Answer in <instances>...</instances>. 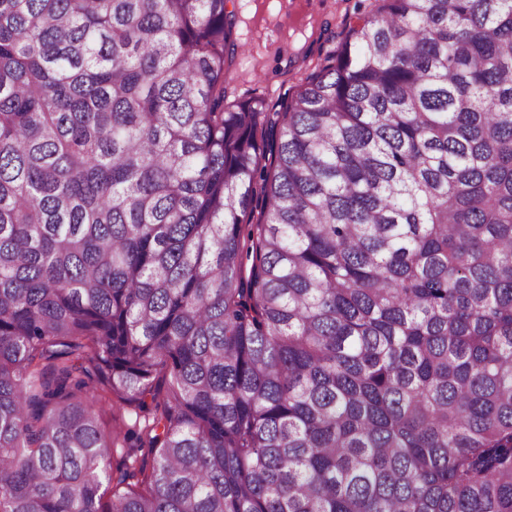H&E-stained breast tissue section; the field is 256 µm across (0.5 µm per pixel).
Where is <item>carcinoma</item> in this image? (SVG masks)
Listing matches in <instances>:
<instances>
[{
    "mask_svg": "<svg viewBox=\"0 0 512 512\" xmlns=\"http://www.w3.org/2000/svg\"><path fill=\"white\" fill-rule=\"evenodd\" d=\"M226 2L0 0V512H512V0ZM369 1L228 0L235 51L225 65V102L282 101L337 48Z\"/></svg>",
    "mask_w": 512,
    "mask_h": 512,
    "instance_id": "1",
    "label": "carcinoma"
}]
</instances>
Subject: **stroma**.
<instances>
[{"label":"stroma","mask_w":512,"mask_h":512,"mask_svg":"<svg viewBox=\"0 0 512 512\" xmlns=\"http://www.w3.org/2000/svg\"><path fill=\"white\" fill-rule=\"evenodd\" d=\"M368 9L369 0H227L235 51L225 65L226 103L282 101Z\"/></svg>","instance_id":"obj_1"}]
</instances>
